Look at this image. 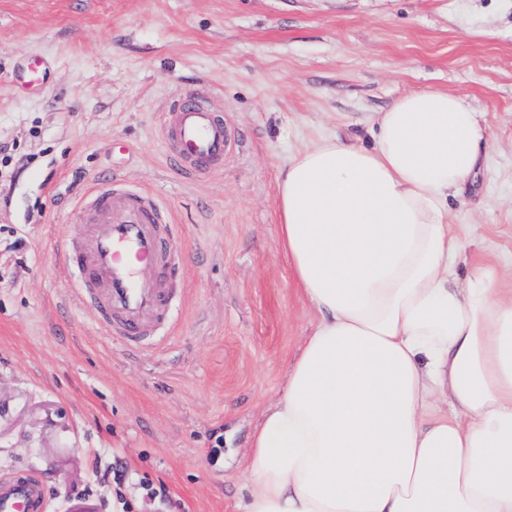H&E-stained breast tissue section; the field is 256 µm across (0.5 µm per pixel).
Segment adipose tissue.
I'll return each mask as SVG.
<instances>
[{"label":"adipose tissue","instance_id":"obj_1","mask_svg":"<svg viewBox=\"0 0 512 512\" xmlns=\"http://www.w3.org/2000/svg\"><path fill=\"white\" fill-rule=\"evenodd\" d=\"M323 138L278 177V240L316 317L253 434L242 512H512V284L448 195L484 129L442 90Z\"/></svg>","mask_w":512,"mask_h":512}]
</instances>
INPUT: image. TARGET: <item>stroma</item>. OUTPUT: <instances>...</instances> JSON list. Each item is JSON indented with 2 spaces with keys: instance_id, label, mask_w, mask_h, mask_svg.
Listing matches in <instances>:
<instances>
[{
  "instance_id": "stroma-1",
  "label": "stroma",
  "mask_w": 512,
  "mask_h": 512,
  "mask_svg": "<svg viewBox=\"0 0 512 512\" xmlns=\"http://www.w3.org/2000/svg\"><path fill=\"white\" fill-rule=\"evenodd\" d=\"M33 56L47 80L27 90ZM428 89L484 118L474 183L448 199L465 252L511 257L512 0H0V476L35 474L50 512L117 494L126 512H240L249 441L315 316L280 253L279 171ZM185 92L232 137L192 179L164 136ZM108 175L176 226L180 301L142 353L54 266ZM112 467L120 482L93 479Z\"/></svg>"
}]
</instances>
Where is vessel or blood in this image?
I'll return each instance as SVG.
<instances>
[{"label":"vessel or blood","mask_w":512,"mask_h":512,"mask_svg":"<svg viewBox=\"0 0 512 512\" xmlns=\"http://www.w3.org/2000/svg\"><path fill=\"white\" fill-rule=\"evenodd\" d=\"M166 135L175 145L173 161L192 176L222 162L229 146L223 120L188 93L172 104ZM92 212L79 239L56 254V264L94 310L97 324L125 347L147 349L162 326H171L168 286L170 227L156 221L157 204L116 178L91 189ZM44 485L17 473L0 478V512H46Z\"/></svg>","instance_id":"obj_1"}]
</instances>
